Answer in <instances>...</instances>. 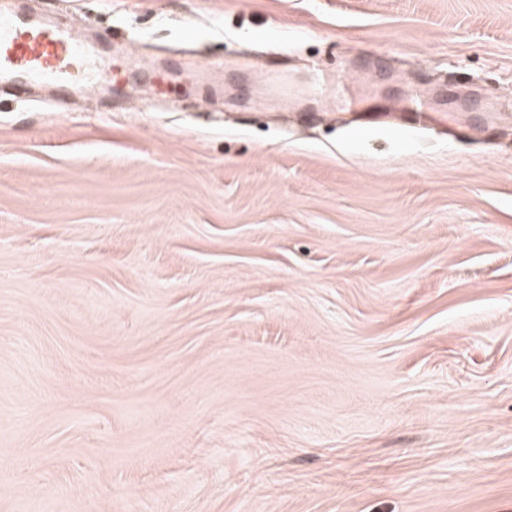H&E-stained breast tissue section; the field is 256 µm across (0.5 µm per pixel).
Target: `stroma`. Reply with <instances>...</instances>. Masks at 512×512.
Instances as JSON below:
<instances>
[{
  "instance_id": "35a3bbf8",
  "label": "stroma",
  "mask_w": 512,
  "mask_h": 512,
  "mask_svg": "<svg viewBox=\"0 0 512 512\" xmlns=\"http://www.w3.org/2000/svg\"><path fill=\"white\" fill-rule=\"evenodd\" d=\"M30 7L152 61L0 97V512H512V0ZM407 127L414 125H427L433 121L431 109L426 101L416 93L407 96L404 106L400 107Z\"/></svg>"
}]
</instances>
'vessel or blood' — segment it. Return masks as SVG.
I'll return each mask as SVG.
<instances>
[{
	"mask_svg": "<svg viewBox=\"0 0 512 512\" xmlns=\"http://www.w3.org/2000/svg\"><path fill=\"white\" fill-rule=\"evenodd\" d=\"M101 48L88 47L83 35L58 16L29 14L21 0H0V81L25 91L51 84L58 99L76 87L99 85ZM407 126L432 122L431 109L418 94L402 108Z\"/></svg>",
	"mask_w": 512,
	"mask_h": 512,
	"instance_id": "obj_1",
	"label": "vessel or blood"
}]
</instances>
